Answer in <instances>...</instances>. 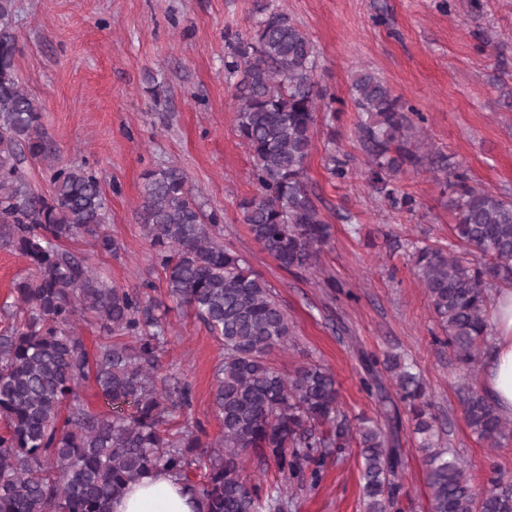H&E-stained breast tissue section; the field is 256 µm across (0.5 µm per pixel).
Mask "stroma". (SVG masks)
<instances>
[{
	"instance_id": "obj_1",
	"label": "stroma",
	"mask_w": 512,
	"mask_h": 512,
	"mask_svg": "<svg viewBox=\"0 0 512 512\" xmlns=\"http://www.w3.org/2000/svg\"><path fill=\"white\" fill-rule=\"evenodd\" d=\"M287 12L311 38L317 79L339 113L319 106L308 184L331 226L316 267L292 274L242 224L238 201L254 194L251 157L236 131L238 76L224 68L228 38L249 35L265 7ZM23 88L42 106V123L60 163L86 162L109 208L106 229L118 244L98 252L77 238L112 285L152 284L165 307L168 342L160 376L187 384L189 409L176 422L221 434L213 392L221 343L185 309L173 306L154 251L136 215L146 171L175 165L206 210L220 213L216 230L271 286L292 324L286 347L269 362L282 374L317 363L336 376L339 408L349 419L377 418L363 392L361 354L404 355L427 385L443 443L463 459L471 484L483 489L491 468L512 477V441L492 449L468 428L464 385H480L490 348L463 377L419 281L415 247L455 244L447 174L426 164L397 174L415 200L394 207L367 176L355 135V74L370 71L421 115L418 152L460 164L471 185L512 199V0H15ZM342 161L331 176L327 158ZM405 465L400 512H430L418 439L400 434ZM357 452L328 459L316 488L285 483L290 512H364Z\"/></svg>"
}]
</instances>
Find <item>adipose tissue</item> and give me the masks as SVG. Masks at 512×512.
Here are the masks:
<instances>
[{
  "instance_id": "obj_1",
  "label": "adipose tissue",
  "mask_w": 512,
  "mask_h": 512,
  "mask_svg": "<svg viewBox=\"0 0 512 512\" xmlns=\"http://www.w3.org/2000/svg\"><path fill=\"white\" fill-rule=\"evenodd\" d=\"M493 347L482 388L501 414L512 417V289L500 290L493 309ZM111 512H199L196 496L172 475L144 476L113 499Z\"/></svg>"
}]
</instances>
